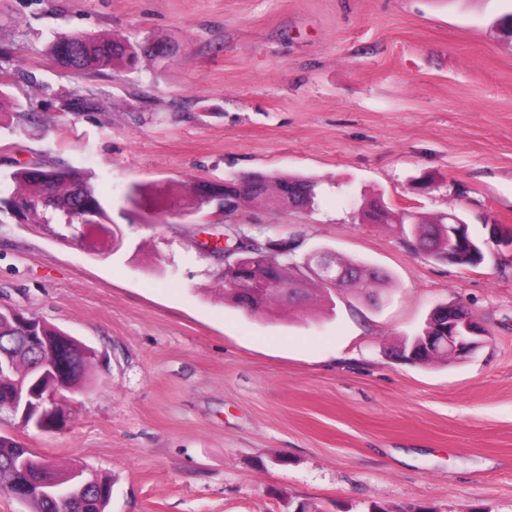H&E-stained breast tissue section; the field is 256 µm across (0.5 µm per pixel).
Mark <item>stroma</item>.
Masks as SVG:
<instances>
[{"mask_svg":"<svg viewBox=\"0 0 512 512\" xmlns=\"http://www.w3.org/2000/svg\"><path fill=\"white\" fill-rule=\"evenodd\" d=\"M512 0H0V195L18 164H63L104 194L123 233L93 256L0 219V309L96 351L89 391L52 431L0 413V435L111 480L109 512H512V250L465 268L427 256L395 211L512 229ZM84 33L173 42L78 75L47 51ZM31 113L20 123L16 112ZM252 174L321 182L314 208L217 219L195 183ZM136 185L161 190L131 205ZM285 238L384 270L372 302L250 314L225 301L210 239ZM486 330L460 360L391 348L440 304Z\"/></svg>","mask_w":512,"mask_h":512,"instance_id":"1","label":"stroma"}]
</instances>
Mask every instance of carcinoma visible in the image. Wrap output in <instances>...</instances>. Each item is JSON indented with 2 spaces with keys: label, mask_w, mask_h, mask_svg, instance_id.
I'll return each mask as SVG.
<instances>
[{
  "label": "carcinoma",
  "mask_w": 512,
  "mask_h": 512,
  "mask_svg": "<svg viewBox=\"0 0 512 512\" xmlns=\"http://www.w3.org/2000/svg\"><path fill=\"white\" fill-rule=\"evenodd\" d=\"M128 46L130 43L118 37L92 38L75 33L52 42L48 51L61 66L87 74L115 62L135 65L138 56L128 54ZM10 179L14 184L11 195L26 205L25 213L21 215L26 224H55L63 211L78 221L89 218L104 224L109 220L105 199L90 181L73 169L45 164L33 169L20 164L10 173ZM314 188V181L306 178L260 175L252 181L226 186L224 191L236 197L239 205L259 207L273 196L288 209H300L312 202ZM382 210L383 221L397 224L401 230L416 236L418 243L433 257L440 259L449 253L455 264L474 267L491 256L487 250L456 248L448 251V218L445 215L424 220L407 209L397 213L384 206ZM264 244L266 247L262 252L265 258L274 262L271 266L274 279L283 283L298 279L295 264L284 253L291 243L283 239H267ZM343 263L356 271L354 278L343 283L345 287L373 293L386 278L379 268L360 261L345 259ZM282 299L283 296L273 290L260 291L256 293L253 311H266L271 304ZM436 322V316H428L424 330L404 342L401 352L410 356L411 362L428 364L448 359L446 353L430 356L421 351L420 342L425 336L437 335ZM61 336L63 333L58 329L33 315L17 310H0V357H8L14 366L9 378H0V413L6 411L4 402L16 384L31 385L39 391L52 384L49 376L35 380L33 370L40 364L57 361L56 351ZM65 350L69 386H87L93 350L73 337L66 340ZM77 472V468L60 470L21 442L0 435V491L10 493L18 486L24 487L19 501L30 505L31 512H108L112 486L105 479L83 474L81 484L70 489L69 496L57 498L45 493L47 485L53 482L63 484Z\"/></svg>",
  "instance_id": "obj_1"
}]
</instances>
